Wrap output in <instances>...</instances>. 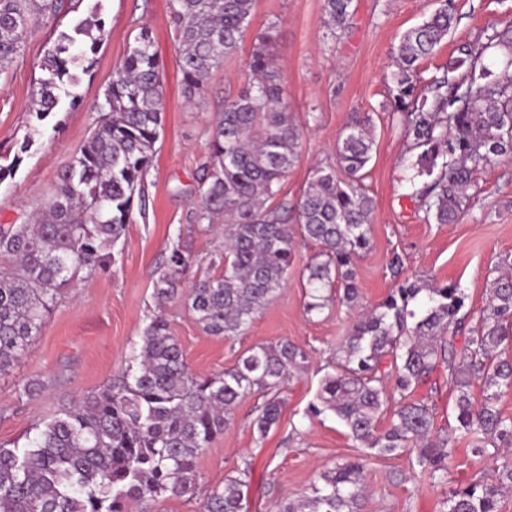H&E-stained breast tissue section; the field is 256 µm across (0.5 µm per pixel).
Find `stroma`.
Listing matches in <instances>:
<instances>
[{
  "mask_svg": "<svg viewBox=\"0 0 512 512\" xmlns=\"http://www.w3.org/2000/svg\"><path fill=\"white\" fill-rule=\"evenodd\" d=\"M444 1L454 13L453 27L422 63L419 85L442 75L465 43L487 40L512 25V0H354L346 28L332 38L322 24L323 0H256L251 27L238 50L207 75L202 93L190 101L177 66L169 0H102L105 34L82 76L77 104L62 103L40 122L32 90L52 48L49 36L90 17L93 0H82L78 12L65 19L45 20L9 72L0 75V164L12 168L0 179L1 229L27 222L36 204L47 199L58 172L72 162L97 125L113 71L144 26L152 32L163 72L164 129L145 184L148 217L132 216L110 272L81 280L67 292L26 355L0 376V445L25 444L35 424L61 405L123 375L149 317L160 311L194 372L224 371L249 348L283 339L302 348L308 362L288 382L276 427L259 436L252 420L263 398L257 393L243 398L232 422L198 459L196 495L160 499L157 512H201L209 491L223 486L246 462L251 465L244 489L247 512H272L276 500L308 496L321 472L354 455V443L333 413L312 420L305 416L322 378L334 369L350 325L346 309H305L302 274L315 246L298 244L285 287L240 336L207 335L183 302L160 306L154 299L161 263L175 245H182L193 261L189 278L216 271L211 260L221 250L218 235L206 231L182 239L178 231L194 223L199 209L208 125L223 111L225 98L247 79L255 37L270 25L275 28L274 66L286 87L291 121L301 133L299 158L283 194L298 199L313 169L335 161L342 132L356 123L369 125L374 147L362 185L375 210L370 248L356 267L359 304L371 307L385 299L396 282L390 261L400 255L403 276L454 283L464 290L469 316L454 337L456 347H463L469 329L480 322L498 266L512 261V159L474 171L469 200L455 223H436L421 208L418 194L428 178L413 167L416 155L408 150L402 115L391 106L390 75L400 35ZM32 379L42 389L29 397L21 386ZM436 379V386L420 387L417 395L432 407L435 431L443 435L455 424L457 392L445 374ZM364 466L367 496L361 512H448L451 489L492 478L495 459L474 454L468 442H457L448 477L439 483L422 472L412 451L371 455Z\"/></svg>",
  "mask_w": 512,
  "mask_h": 512,
  "instance_id": "35a3bbf8",
  "label": "stroma"
}]
</instances>
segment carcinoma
I'll use <instances>...</instances> for the list:
<instances>
[{"label":"carcinoma","instance_id":"obj_1","mask_svg":"<svg viewBox=\"0 0 512 512\" xmlns=\"http://www.w3.org/2000/svg\"><path fill=\"white\" fill-rule=\"evenodd\" d=\"M353 0H324L323 27L345 29ZM255 0H170L180 46L178 69L188 99L201 93L211 70L236 51L251 22ZM72 8L65 0H0V71L5 72L45 16ZM453 14L443 5L405 31L391 74L392 107L403 115L410 149L419 151L418 173L434 176L422 206L440 224L457 218L474 167L512 158V78H493L476 68L487 46L459 48L446 70L418 89L421 62L448 36ZM100 14L59 33L35 90V116L46 120L69 100L88 70L86 53L72 49L104 31ZM271 31L256 36L249 78L224 100L208 129L199 223L224 221L223 269L181 288L191 260L173 248L156 280L162 301L182 300L212 336L241 334L286 284L297 240L319 247L309 264L306 310L328 306L329 288L348 310L359 288L356 259L370 244L373 199L360 188L374 141L366 125L348 127L337 147V164L313 171L297 201L282 184L299 156L300 132L288 113L286 91L269 47ZM102 116L74 160L56 176L37 222L0 229V375L22 358L63 292L81 275L110 271L112 249L125 236L133 209L146 216L143 191L155 145L163 130V79L151 32L143 28L104 93ZM425 300L418 301L420 294ZM465 294L454 284H419L405 278L371 310L354 315L338 349L336 372L321 380L317 402L305 417L332 412L358 447L380 457L410 449L429 479L448 476V459L459 440L475 454L512 446V417L497 408L499 390L512 388V361L500 346L512 344V271L493 280L480 325L457 349L449 332L462 329ZM304 350L287 341L260 344L231 369L201 376L183 356L166 318L155 315L143 329L140 351L119 379L76 402L62 405L35 426L23 446H0V512H155L166 496L194 495L197 459L230 424L241 399L264 401L252 421L265 436L280 420L282 393L292 372L305 367ZM448 371L458 392L456 425L434 439V414L415 397L437 369ZM482 383L481 401L471 384ZM398 396L390 426L379 419L387 389ZM250 464L224 479L206 497L202 512H243ZM512 484V461L496 482H472L450 492L448 512H499L498 497ZM364 495L363 455L319 476L311 494L283 499L277 512H359Z\"/></svg>","mask_w":512,"mask_h":512}]
</instances>
